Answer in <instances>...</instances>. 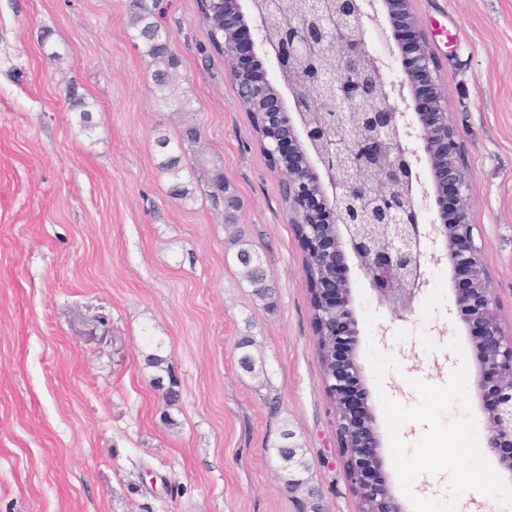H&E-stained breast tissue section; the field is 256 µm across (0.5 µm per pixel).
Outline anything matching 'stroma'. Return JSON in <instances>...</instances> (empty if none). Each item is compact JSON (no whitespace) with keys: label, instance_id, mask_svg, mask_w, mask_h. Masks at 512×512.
<instances>
[{"label":"stroma","instance_id":"35a3bbf8","mask_svg":"<svg viewBox=\"0 0 512 512\" xmlns=\"http://www.w3.org/2000/svg\"><path fill=\"white\" fill-rule=\"evenodd\" d=\"M162 6L181 62L163 92L131 39L129 0H0V512H298L309 498L285 489L284 443L303 448L320 512H356L279 180L196 0ZM413 10L460 127L475 242L512 325V0ZM72 82L92 129L65 99ZM183 106L203 149L161 153L156 140L177 136ZM168 154L190 198L171 194ZM200 154L223 167L225 204L207 199ZM238 232L275 285L274 309L242 274ZM422 266L428 284L401 316L349 265L380 426V394L412 408V380L443 385L475 364L451 272L429 254ZM371 344L397 364L380 381ZM153 354L172 367L177 406L155 382ZM381 454L402 512L415 497L448 499L424 474L404 494L390 447Z\"/></svg>","mask_w":512,"mask_h":512}]
</instances>
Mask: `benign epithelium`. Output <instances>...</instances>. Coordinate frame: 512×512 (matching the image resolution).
Here are the masks:
<instances>
[{
  "label": "benign epithelium",
  "instance_id": "7a95c632",
  "mask_svg": "<svg viewBox=\"0 0 512 512\" xmlns=\"http://www.w3.org/2000/svg\"><path fill=\"white\" fill-rule=\"evenodd\" d=\"M211 2L224 5L225 69L239 83L237 99L262 117V151L288 185V223L301 226L304 267L334 257L310 306L329 345L324 391L357 512L401 509L387 483L370 476L383 467L372 407L366 399L351 401V383L362 385L351 258L377 296L402 315L414 310L427 285L425 251L448 266L476 351L471 388L489 398L485 448L512 472V336L475 242L461 134L448 117V92L413 0H383L394 38L402 31L410 37L411 64L401 77L392 76L388 59L366 36L364 20L379 22L375 0H314L321 4L317 18L301 13L286 24L276 23L266 0H250L247 13L240 0ZM321 47L336 58L335 70L318 65ZM260 55L269 64L265 71L253 66ZM450 196L448 217L424 221L421 202L432 197L443 209Z\"/></svg>",
  "mask_w": 512,
  "mask_h": 512
}]
</instances>
